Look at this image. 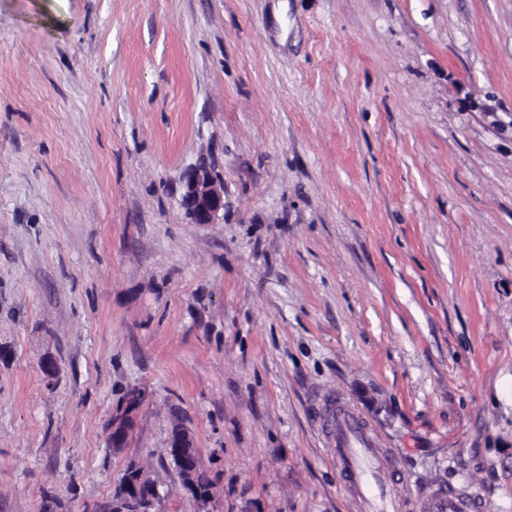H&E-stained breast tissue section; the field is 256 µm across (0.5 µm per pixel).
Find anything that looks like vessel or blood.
Returning <instances> with one entry per match:
<instances>
[{
    "mask_svg": "<svg viewBox=\"0 0 512 512\" xmlns=\"http://www.w3.org/2000/svg\"><path fill=\"white\" fill-rule=\"evenodd\" d=\"M336 452L346 471L359 483L367 502H380L383 512H395L396 494L373 482V450L371 439L354 417H344L336 426ZM475 497L456 492L433 500L431 512H476Z\"/></svg>",
    "mask_w": 512,
    "mask_h": 512,
    "instance_id": "vessel-or-blood-1",
    "label": "vessel or blood"
}]
</instances>
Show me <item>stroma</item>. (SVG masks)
<instances>
[{"label": "stroma", "instance_id": "obj_1", "mask_svg": "<svg viewBox=\"0 0 512 512\" xmlns=\"http://www.w3.org/2000/svg\"><path fill=\"white\" fill-rule=\"evenodd\" d=\"M339 409L512 512V0H0V512H363ZM181 205L193 224H213L224 217V183L211 170L198 167L186 177ZM144 395L139 389H131L116 408L108 429V444L110 448H124L127 445L132 428L133 415L141 406ZM167 455L175 464L185 488L191 492L195 490L199 461L193 439L187 430L179 426L173 428ZM129 468L130 476L127 471L123 473L118 485L116 486L113 498H118L120 496L123 483L129 476V480L125 486L127 498L145 503L148 508L147 512H153L154 499L156 498L154 486L149 479L145 477L141 468L135 465H131Z\"/></svg>", "mask_w": 512, "mask_h": 512}]
</instances>
